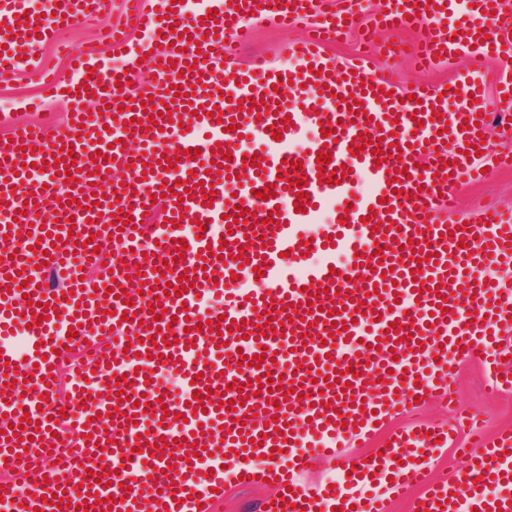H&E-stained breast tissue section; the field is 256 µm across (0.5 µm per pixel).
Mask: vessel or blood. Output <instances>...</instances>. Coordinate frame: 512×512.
<instances>
[{
    "mask_svg": "<svg viewBox=\"0 0 512 512\" xmlns=\"http://www.w3.org/2000/svg\"><path fill=\"white\" fill-rule=\"evenodd\" d=\"M111 44L125 50V71L92 46L68 49L74 78L41 75L47 95L68 86L71 116L55 134L39 126L0 136V469L22 473L0 487V512H59L57 500L88 512H211L226 478L250 487L269 479L277 491L265 512H374L361 492L370 473L393 475L392 495L414 512H512V432L477 436L463 471L426 479V460L447 447L451 431L417 426L382 454L344 463L335 487L297 479L313 457L338 455L347 429L369 435L377 418L414 399L448 398L453 367L487 360L488 392L512 391V210L473 208L460 230L444 220L453 189L512 167V151L484 144L477 117L512 114V81L486 100L482 76L460 75L441 89L419 85L415 97L377 73L369 58L339 63L325 44L347 34L351 7L322 0H202L194 12L128 0ZM112 0H59L42 16L31 0H0V75L19 56L62 30L96 26ZM216 18H209V11ZM259 19L274 28L308 23L291 47L292 71L258 57L235 65L230 42ZM423 24L414 46L421 67L463 54L512 62V0H387L372 27ZM146 36L170 87L142 102L123 95L137 81L139 52L129 30ZM224 55L216 77L205 50ZM87 88L95 111L76 91ZM170 114H163V107ZM157 117L150 127L149 117ZM393 146V154L352 153L358 134ZM73 148L74 162L60 161ZM481 155H474V148ZM195 149V159L181 158ZM103 158H96V151ZM332 160L319 167L320 153ZM229 155L227 168L212 165ZM256 155L257 166L243 159ZM177 158L175 169L161 161ZM307 175L303 211L285 177L288 162ZM42 164L34 172V164ZM124 182L114 181L116 167ZM345 166L340 183L320 172ZM213 185L204 192L200 183ZM96 184L99 194L70 198L67 185ZM167 223L133 232L116 213L141 219L160 188ZM271 189L272 196L256 198ZM335 221L309 231L327 201ZM203 221V236L187 226ZM119 234L121 262L86 279L100 255L91 234ZM185 239L183 262L172 241ZM51 287L32 272L34 251ZM263 267L255 287L236 278ZM137 270V289L115 297ZM191 277L182 295L167 288ZM57 309L45 317V306ZM162 306L175 324L154 321ZM216 320L220 335L198 331ZM241 321L233 329V321ZM400 322L392 332L391 322ZM81 352L68 402L54 400L65 350ZM263 355L259 367L242 365ZM173 371L170 392L156 379ZM282 379L255 392L254 382ZM208 399L195 400L196 392ZM79 480L61 481V473Z\"/></svg>",
    "mask_w": 512,
    "mask_h": 512,
    "instance_id": "vessel-or-blood-1",
    "label": "vessel or blood"
}]
</instances>
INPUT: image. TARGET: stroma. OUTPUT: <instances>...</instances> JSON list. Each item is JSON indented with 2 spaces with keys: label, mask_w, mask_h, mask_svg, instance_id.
I'll use <instances>...</instances> for the list:
<instances>
[{
  "label": "stroma",
  "mask_w": 512,
  "mask_h": 512,
  "mask_svg": "<svg viewBox=\"0 0 512 512\" xmlns=\"http://www.w3.org/2000/svg\"><path fill=\"white\" fill-rule=\"evenodd\" d=\"M126 6L124 0H115L111 19L102 20L94 28L72 27L61 32V43L70 45L98 44L104 57L116 60L122 58V51L113 49L106 41L105 35L112 22L122 21ZM254 38L251 44L241 47L236 56L238 65H245L249 56L255 53L264 54L271 66L276 69L288 68L293 64L290 56L291 44L302 36V29L276 31L268 28L265 23L255 21L251 24ZM418 25L405 28L381 31L376 37L375 63L402 90H409L412 84L427 82L441 85L452 81L459 72L470 69L484 75L488 81H496L508 77L511 72L502 68L501 64L479 57H463L449 62L439 63L428 72L415 68L409 55L389 54V47L395 45L410 46L420 35ZM39 55L36 67L68 74L69 61L59 50L58 45L43 44L37 46ZM36 67H21L16 76L0 81V101L7 102L11 110L10 120L17 122H45L52 126H61L66 119L62 98L45 100L41 91ZM40 102L39 111H32L31 103ZM459 208L456 213L447 217L448 222L462 220L469 209L476 204L508 207L512 209V169L500 170L490 179L482 182H465L457 187ZM484 368L475 359L463 363L457 370L451 390L454 398L464 408L477 413L483 420L488 431L512 428V393L491 396L483 388ZM451 417L445 402L437 399L414 405L405 411L394 413L385 418L380 430L372 440L349 435L344 439L340 458L362 456L367 457L381 447L389 433L410 426L416 422L447 423ZM340 458L324 457L310 464L299 473V480L309 487L317 488L329 480L335 479L340 471Z\"/></svg>",
  "instance_id": "1"
}]
</instances>
